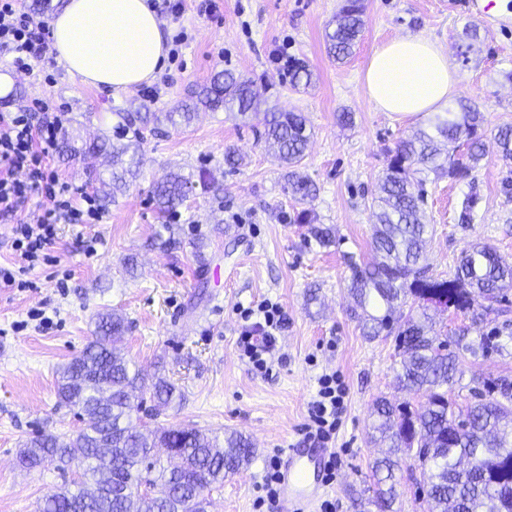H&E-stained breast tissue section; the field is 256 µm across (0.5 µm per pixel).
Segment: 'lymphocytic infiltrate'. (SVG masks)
I'll return each instance as SVG.
<instances>
[{"instance_id":"f902f5d3","label":"lymphocytic infiltrate","mask_w":512,"mask_h":512,"mask_svg":"<svg viewBox=\"0 0 512 512\" xmlns=\"http://www.w3.org/2000/svg\"><path fill=\"white\" fill-rule=\"evenodd\" d=\"M50 27L22 9L18 0H0V53L12 55L17 69L30 71L33 61L50 49ZM63 130L61 116L46 112L0 113V216L14 217L13 245L24 269L34 268L56 236L60 223L86 224L99 219L94 194L47 170L45 161L57 151ZM50 205L36 218L25 212L34 197ZM342 388L335 376L319 379V390L308 408V440L326 446L336 431Z\"/></svg>"}]
</instances>
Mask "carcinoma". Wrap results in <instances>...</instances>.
<instances>
[{"label":"carcinoma","mask_w":512,"mask_h":512,"mask_svg":"<svg viewBox=\"0 0 512 512\" xmlns=\"http://www.w3.org/2000/svg\"><path fill=\"white\" fill-rule=\"evenodd\" d=\"M362 0H344L327 34L329 53L343 61L363 27ZM237 107L240 114L257 112L259 100L252 82L230 73L212 82L181 106V112H126L113 131L112 195L124 191L136 177L130 150L143 142V131H161V120L190 122L199 107ZM483 118L477 108L460 100L446 115L435 116L430 130L417 129L387 150L388 162L372 198L376 222L371 245L379 260L360 264L350 255L347 290L363 336L393 337L400 357L398 388L423 392L425 404L374 406V431L389 455L373 467L375 503L389 512L395 498L393 474L400 462L414 459L428 474L421 483L429 512H512V379L503 376L481 382L482 392L456 420L451 393L460 373V358L502 349L500 337L508 323L467 340L469 329L454 338L426 331L427 303L445 302L476 324L486 304H504L512 289V264L496 250L476 243L465 250L453 276L434 275L424 263L429 225L425 223V185L429 175L464 181L483 159ZM258 137L280 161L292 167L288 190L308 197L314 192L308 177L295 170L310 139L306 120L297 112H266ZM502 159L512 161V127L498 129ZM191 180L169 173L154 182L152 200L162 214L176 212ZM479 202L467 194L457 223L471 224ZM422 310L421 318L401 320L400 308ZM130 330V322L112 310L97 315L94 336L81 353L65 364L57 381L58 404L83 419L70 435L41 432L19 453L24 468L52 466L79 480L44 500L39 512H207L211 491L224 486L228 473L247 467L255 449L242 435L224 440L195 427H166L157 418L183 397L164 376L151 379L130 367L114 343Z\"/></svg>","instance_id":"1"}]
</instances>
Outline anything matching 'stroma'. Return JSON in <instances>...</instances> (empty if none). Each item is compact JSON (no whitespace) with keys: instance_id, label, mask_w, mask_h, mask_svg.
Wrapping results in <instances>:
<instances>
[{"instance_id":"obj_1","label":"stroma","mask_w":512,"mask_h":512,"mask_svg":"<svg viewBox=\"0 0 512 512\" xmlns=\"http://www.w3.org/2000/svg\"><path fill=\"white\" fill-rule=\"evenodd\" d=\"M449 0H363L364 26L351 58L336 61L326 34L342 0H215L199 14L200 0H184L181 13L163 0H149L168 36L185 34L178 57L148 85L119 96L82 81L48 53L32 73L17 71L0 54V112L47 108L67 117L66 134L84 156L55 153L47 160L60 178L99 193L111 167L89 146L108 141L124 112L145 108L176 112L189 92L230 72L251 80L260 108L303 113L311 131L301 173L316 192L303 199L288 191L286 165L258 142L259 119L225 110H199L190 123L163 125L147 135L138 151L139 174L116 199L100 200L96 224H62L44 261L32 269L30 287L0 291V512H38L40 502L59 491L65 479L55 469H20L17 455L36 432L68 435L78 429L73 411L59 406L56 372L79 354L94 331L97 313L116 309L131 323L117 348L146 374L165 373L182 388L181 405L168 409L167 426H195L210 434L235 431L256 453L251 464L228 475L210 494L209 512H256L254 501L267 461L300 445V429L322 374L340 376L345 412L336 433V476L325 498L336 512H380L372 504V466L384 451L371 439V412L379 397L411 400L395 386L399 358L392 339H366L347 310L346 256L371 262L375 217L367 205L378 189L386 151L405 132L426 120L402 118L374 108L364 73L373 52L406 34L436 41L457 66L456 99L478 105L487 130L512 126V27L487 28L471 14L450 9ZM477 33L467 41L466 31ZM304 60L310 85L294 86L280 50ZM287 57V58H288ZM353 123L341 125L339 112ZM235 150L240 165L224 161ZM211 170L216 190L194 186L168 221L151 199L153 183L165 173L191 176ZM512 164L494 141L468 182L428 179L425 221L433 232L427 257L432 271L452 276L472 244L491 245L512 263V194L503 182ZM480 202L469 227L456 222L470 190ZM309 212L313 225L296 216ZM334 232L320 247L311 226ZM180 248H161L163 229ZM223 265L224 285L216 287L211 266ZM277 304L281 320L270 372L242 355L239 339L260 334L262 302ZM500 353L465 356L464 375L453 398L459 409L472 401L475 380L512 376V338L502 337Z\"/></svg>"}]
</instances>
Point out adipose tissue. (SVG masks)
<instances>
[{
  "label": "adipose tissue",
  "instance_id": "ef3b65f1",
  "mask_svg": "<svg viewBox=\"0 0 512 512\" xmlns=\"http://www.w3.org/2000/svg\"><path fill=\"white\" fill-rule=\"evenodd\" d=\"M50 25L58 60L96 88L125 91L166 66L163 23L147 0H63ZM457 81L447 53L418 35L380 46L364 74L378 111L415 119L446 109Z\"/></svg>",
  "mask_w": 512,
  "mask_h": 512
}]
</instances>
